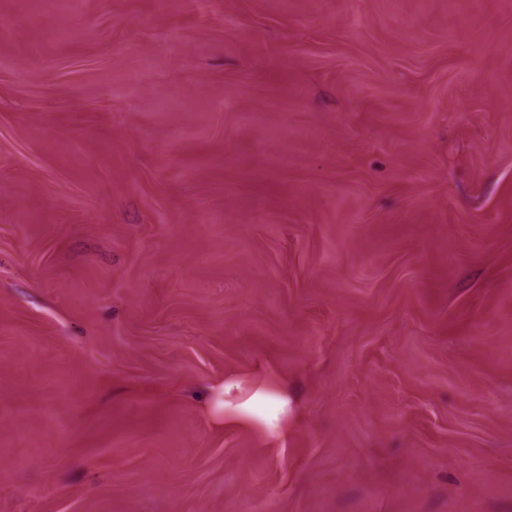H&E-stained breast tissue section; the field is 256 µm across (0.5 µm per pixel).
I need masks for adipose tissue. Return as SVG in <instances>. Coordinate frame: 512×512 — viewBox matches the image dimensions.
<instances>
[{"instance_id":"ef3b65f1","label":"adipose tissue","mask_w":512,"mask_h":512,"mask_svg":"<svg viewBox=\"0 0 512 512\" xmlns=\"http://www.w3.org/2000/svg\"><path fill=\"white\" fill-rule=\"evenodd\" d=\"M203 399L212 420L216 422H238L243 416L257 412L258 405H265L262 421L266 430L279 435L283 432L282 416L288 405L285 394L269 395L254 392L248 398H241L240 384L232 379H224L207 386Z\"/></svg>"}]
</instances>
